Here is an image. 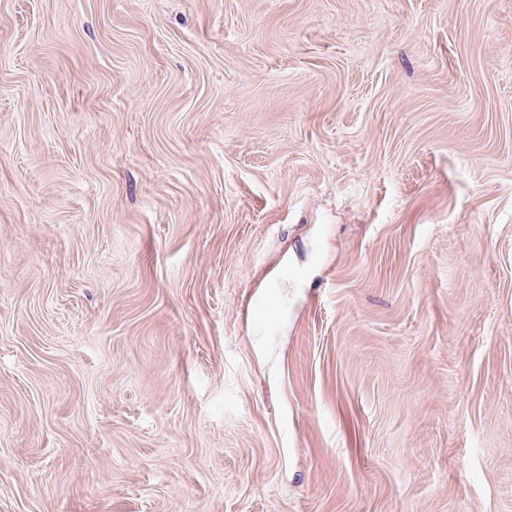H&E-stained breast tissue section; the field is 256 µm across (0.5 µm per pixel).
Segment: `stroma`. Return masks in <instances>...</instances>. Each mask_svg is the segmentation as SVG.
<instances>
[{
    "instance_id": "1",
    "label": "stroma",
    "mask_w": 512,
    "mask_h": 512,
    "mask_svg": "<svg viewBox=\"0 0 512 512\" xmlns=\"http://www.w3.org/2000/svg\"><path fill=\"white\" fill-rule=\"evenodd\" d=\"M0 512H512V0H0Z\"/></svg>"
}]
</instances>
